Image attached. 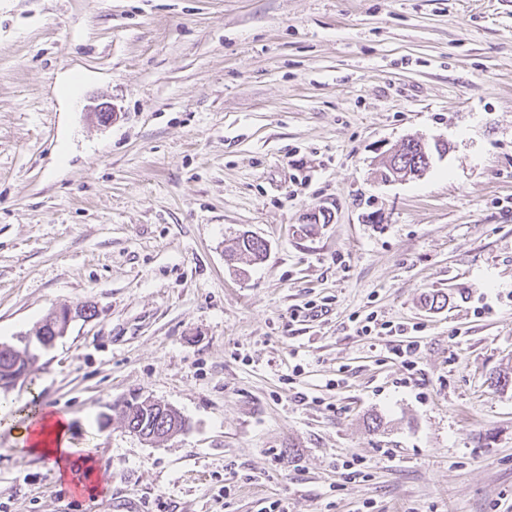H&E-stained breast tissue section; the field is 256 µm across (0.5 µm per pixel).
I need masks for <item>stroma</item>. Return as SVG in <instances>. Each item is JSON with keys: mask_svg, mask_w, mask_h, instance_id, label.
Here are the masks:
<instances>
[{"mask_svg": "<svg viewBox=\"0 0 512 512\" xmlns=\"http://www.w3.org/2000/svg\"><path fill=\"white\" fill-rule=\"evenodd\" d=\"M85 304L0 389V512H512V0H0V344ZM36 406L94 498L21 448ZM388 154H390V152ZM400 154L401 152L398 150L388 156L386 167L389 171L386 169L382 171V176L388 177L389 179L394 177L396 180H407L412 177L420 176L429 166L430 161L426 154L423 159L425 163H427V166L420 164L417 166H406L404 160L403 162L400 161ZM89 315V309L82 305L75 309L62 307L51 311L46 316L39 335L35 336L36 344L43 349L51 348L58 339L66 336L71 322L76 317L87 319L90 318ZM129 403V405L138 403V405L145 407H138L135 411H132L131 406H128L126 410L124 409L123 416L125 424L129 427L133 426V429L140 428V432L147 431L148 433H151L153 431L150 435L140 434L138 433V430L132 431L133 434L139 436L140 438L149 441L161 440L168 438V436L174 435L182 430V428L176 424L174 419H172V423L169 422V414L171 413L170 410L174 409L172 406L147 397L136 398L135 401H131ZM153 409L157 410V412H155ZM159 413L165 416V422L160 426L158 430L154 431L155 427L157 426V418Z\"/></svg>", "mask_w": 512, "mask_h": 512, "instance_id": "stroma-1", "label": "stroma"}]
</instances>
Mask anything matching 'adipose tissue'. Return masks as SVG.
Masks as SVG:
<instances>
[{
    "mask_svg": "<svg viewBox=\"0 0 512 512\" xmlns=\"http://www.w3.org/2000/svg\"><path fill=\"white\" fill-rule=\"evenodd\" d=\"M69 418L65 414L45 410L31 417L19 428L22 447L32 455L51 460L61 473H68L72 450L68 439Z\"/></svg>",
    "mask_w": 512,
    "mask_h": 512,
    "instance_id": "adipose-tissue-1",
    "label": "adipose tissue"
}]
</instances>
